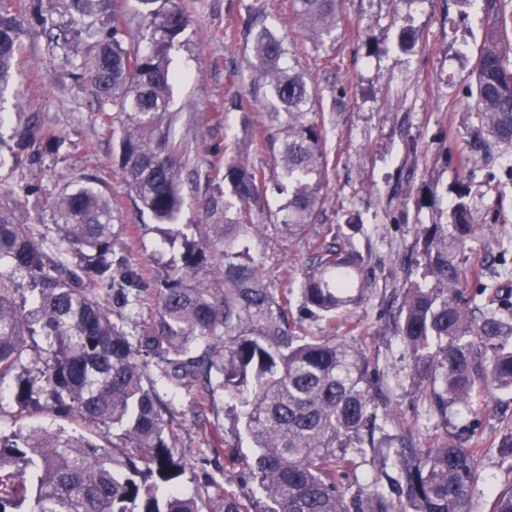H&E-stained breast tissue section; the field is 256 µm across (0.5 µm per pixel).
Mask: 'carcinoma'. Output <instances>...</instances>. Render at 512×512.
<instances>
[{
    "instance_id": "1",
    "label": "carcinoma",
    "mask_w": 512,
    "mask_h": 512,
    "mask_svg": "<svg viewBox=\"0 0 512 512\" xmlns=\"http://www.w3.org/2000/svg\"><path fill=\"white\" fill-rule=\"evenodd\" d=\"M144 32L125 46V24L113 0H70V17L55 21L43 0L27 11L49 43L63 48L86 38L93 52L82 69L100 109L120 122L116 162L136 209L157 224H173L184 205L181 141L169 115L170 52L190 25L180 0H137ZM304 27L336 29V0H294ZM489 27L474 69L472 107L486 139L512 144V14L502 0H484ZM252 66L275 133L251 134L254 150H277L273 186L287 196L274 230L293 242L307 236L324 203L328 170L324 125L311 116L304 75L284 65V41L252 10ZM21 21L0 6V93L14 79L23 49ZM57 142L37 119L10 135L11 166L31 163ZM219 193L204 204L203 236L156 277L158 321L129 338L112 319L111 301L138 300L140 273L119 248L127 225L112 197L84 177L61 188L54 202L60 245L50 246L31 224L16 220L22 200L0 192V386L18 415L48 413L91 425L95 439L61 430L18 426L0 434V512H203L218 493L223 512H475L471 492L480 476L478 452L448 435L412 445V429L386 431L388 400L351 337L336 334V317L366 287L355 245H319L295 288L270 287L252 243L266 225L263 169L224 144V161L206 174ZM460 201L452 225L421 224L425 272L403 294L397 334L411 352L430 411L448 425V408L471 403L479 382L512 392V290L499 280L461 289L454 252L475 239ZM31 292L24 313L16 296ZM106 290L108 297L99 294ZM319 325L300 336L301 324ZM43 337V347L37 337ZM36 358L24 361V348ZM193 395L196 415L234 402L236 417L258 449L241 471L262 491L223 489L213 479L193 497L175 483L186 464L174 459L173 408L160 390ZM372 449L370 464L396 476L363 488L343 481L353 454ZM491 512H512V486Z\"/></svg>"
}]
</instances>
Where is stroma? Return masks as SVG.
<instances>
[{
    "label": "stroma",
    "mask_w": 512,
    "mask_h": 512,
    "mask_svg": "<svg viewBox=\"0 0 512 512\" xmlns=\"http://www.w3.org/2000/svg\"><path fill=\"white\" fill-rule=\"evenodd\" d=\"M182 3L191 24L183 47L172 54L169 110L178 118L186 159L185 205L178 219L183 235L167 238L162 226L134 208L112 164L117 139L91 88L77 77L86 46L51 47L36 27L24 36L20 74L0 104L8 115L0 134L10 135L13 125L35 115L58 142L36 163L0 179V188L26 192L23 220L49 227L52 240V203L64 183L90 174L111 193L129 227L123 247L143 270L141 298L122 308L119 319L127 335H138L157 315V269L181 252L185 237L204 221L202 205L212 193L205 178L210 163L223 158L225 144L248 139L239 113L229 107L234 95L251 96L259 83L246 23L251 5L263 4L267 25L286 41L287 64L304 74L314 91L313 110L324 118L330 166L318 221L340 237L350 233L348 219L362 226L353 236L368 286L342 321L390 399L395 427L410 426L417 447L474 426L467 445L481 451V479L473 498L478 512H490L496 491L512 485V457L497 451L498 442L512 434V394L480 389L473 407L449 409L447 425H440L417 388L413 358L395 329L402 287L421 276L420 269L405 265L408 255L423 250L417 228L450 223L458 183L468 187L465 201L474 223L485 227L479 242L459 253L463 279L477 269L489 276L512 270V251L501 249L512 244V145L496 146L488 158L471 149L480 132L470 105V74L487 34L483 0H339L340 23L321 38L298 23L292 0ZM405 27L418 36L410 52L395 46ZM490 181L499 183V192H487ZM316 244L312 236L282 246L260 237L253 254L275 287L289 288ZM163 398L175 412L174 454L187 464L179 492L194 495L211 477L238 485V466L214 452L225 440L238 456L254 455L231 400H218L214 412L200 419L192 395L167 392Z\"/></svg>",
    "instance_id": "obj_1"
}]
</instances>
